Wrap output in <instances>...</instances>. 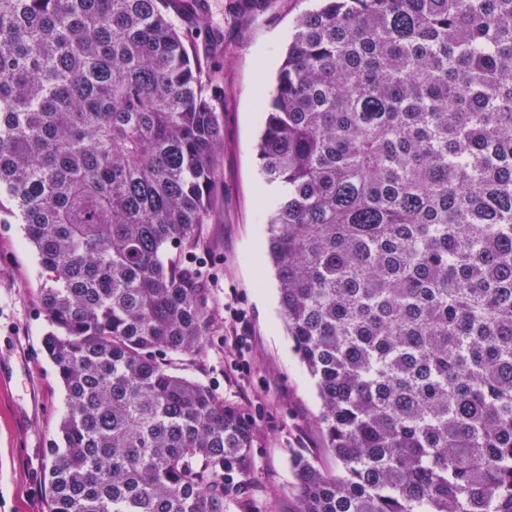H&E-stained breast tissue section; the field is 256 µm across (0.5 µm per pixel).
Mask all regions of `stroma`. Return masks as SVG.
Segmentation results:
<instances>
[{
    "instance_id": "obj_1",
    "label": "stroma",
    "mask_w": 512,
    "mask_h": 512,
    "mask_svg": "<svg viewBox=\"0 0 512 512\" xmlns=\"http://www.w3.org/2000/svg\"><path fill=\"white\" fill-rule=\"evenodd\" d=\"M313 6L271 0L262 13L251 0H206L220 22L207 32L193 14L173 17L178 29L196 31L193 53L219 69L212 102L224 140L214 156L210 218L172 257L197 269L209 306L202 347L176 372L207 385L255 429L250 465L233 480L227 512H297V455L336 470L316 385L285 328L274 272L262 262L274 204L264 198L257 96L273 89L293 21ZM44 283L22 225L0 224V512H47V450L60 438L65 391L43 348Z\"/></svg>"
}]
</instances>
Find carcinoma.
<instances>
[{
  "mask_svg": "<svg viewBox=\"0 0 512 512\" xmlns=\"http://www.w3.org/2000/svg\"><path fill=\"white\" fill-rule=\"evenodd\" d=\"M200 0H0V223L46 283L66 391L49 512H226L254 430L173 372L219 117ZM266 224L336 474L298 512H512V0H317L263 96Z\"/></svg>",
  "mask_w": 512,
  "mask_h": 512,
  "instance_id": "1",
  "label": "carcinoma"
}]
</instances>
